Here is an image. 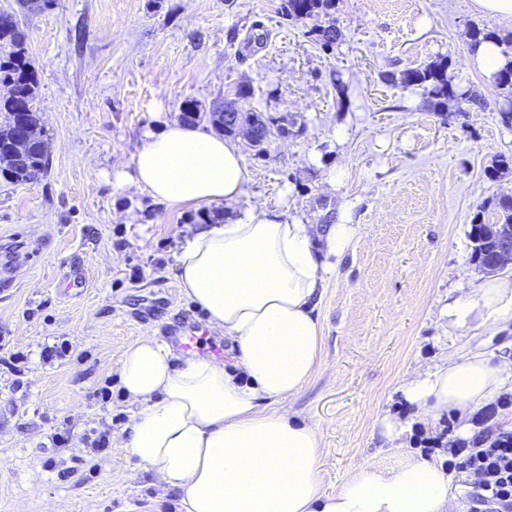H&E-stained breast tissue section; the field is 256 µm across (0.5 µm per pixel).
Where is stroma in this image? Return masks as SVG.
I'll list each match as a JSON object with an SVG mask.
<instances>
[{"instance_id": "35a3bbf8", "label": "stroma", "mask_w": 512, "mask_h": 512, "mask_svg": "<svg viewBox=\"0 0 512 512\" xmlns=\"http://www.w3.org/2000/svg\"><path fill=\"white\" fill-rule=\"evenodd\" d=\"M1 13L27 34L49 164L32 183L0 176V512H177V492L123 446L118 366L139 337L206 324L177 286L179 243L247 210L361 227L317 307L322 366L289 404L322 435L323 488L457 433L451 416L417 423L392 448L375 421L404 413L400 385L447 353L449 291L488 276L470 231L512 194L499 164L512 161V89L468 57L474 31L511 35L512 18L472 0H336L307 18L285 0H0ZM437 64L468 94L444 112L398 79ZM225 99L271 129L260 152L235 139L251 171L237 201L169 206L115 183L185 101L205 114ZM72 260L76 296L60 289ZM103 432L106 450L87 447Z\"/></svg>"}]
</instances>
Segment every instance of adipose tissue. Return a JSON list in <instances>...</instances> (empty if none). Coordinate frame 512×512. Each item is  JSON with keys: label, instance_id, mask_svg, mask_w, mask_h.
Here are the masks:
<instances>
[{"label": "adipose tissue", "instance_id": "1", "mask_svg": "<svg viewBox=\"0 0 512 512\" xmlns=\"http://www.w3.org/2000/svg\"><path fill=\"white\" fill-rule=\"evenodd\" d=\"M132 164L116 181L132 178L170 206L236 201L250 179L235 143L178 122L147 133ZM360 239L356 224L320 234L277 211L251 210L181 244L178 286L223 334V360L179 364L165 340L143 336L119 366L134 407L123 446L179 493V512H456L459 488L442 460L416 453L393 467L356 466L325 491L319 431L289 415L321 365L316 308L333 261ZM441 315L451 336L512 324V273L449 295ZM509 391L512 358L479 341L454 345L414 370L401 387L408 417L384 415L378 432L392 445L412 423L430 427L450 414L465 422Z\"/></svg>", "mask_w": 512, "mask_h": 512}]
</instances>
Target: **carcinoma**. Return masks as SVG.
I'll return each instance as SVG.
<instances>
[{
	"mask_svg": "<svg viewBox=\"0 0 512 512\" xmlns=\"http://www.w3.org/2000/svg\"><path fill=\"white\" fill-rule=\"evenodd\" d=\"M335 0H286L288 14L304 18L313 16L320 11L334 8ZM25 33L10 15H0V83L9 84L13 94L0 98V139L14 133L22 122L37 125L40 117L34 106L37 93V82L33 78L32 64L25 55ZM401 83L406 86H422L426 89L433 111L444 112L448 101L458 97L454 77L442 65L426 68H407L400 75ZM48 166V145L42 139L30 154L28 169L18 171L8 165L0 169L4 176L13 182L28 183L44 174ZM492 223H512V194H505L498 199L494 208ZM488 225L484 212L480 211L474 218L470 239L472 242V258H485V252L495 242L485 226Z\"/></svg>",
	"mask_w": 512,
	"mask_h": 512,
	"instance_id": "cac0c4a2",
	"label": "carcinoma"
}]
</instances>
